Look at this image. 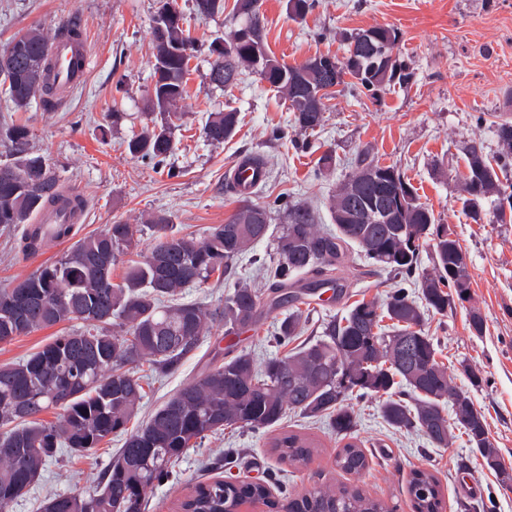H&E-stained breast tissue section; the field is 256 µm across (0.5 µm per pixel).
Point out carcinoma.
Returning <instances> with one entry per match:
<instances>
[{
	"label": "carcinoma",
	"mask_w": 512,
	"mask_h": 512,
	"mask_svg": "<svg viewBox=\"0 0 512 512\" xmlns=\"http://www.w3.org/2000/svg\"><path fill=\"white\" fill-rule=\"evenodd\" d=\"M246 5V0H234L232 16L242 19V25L231 36L236 39L239 30L246 29L250 39L231 53L209 48L210 82L227 89L246 71L261 74L288 100L294 124L304 133L323 125L326 101L335 96L336 87L374 97L412 78L410 67L395 52L400 33L393 27L345 36L346 55L337 63L349 70L351 81H338L315 57L291 66L272 56L263 15L257 7L247 12ZM194 10L212 16L224 11V0H194ZM22 39L24 57L0 54L5 101L24 107L38 99L48 106L49 39L38 28L22 33ZM196 51L182 21L166 24L163 35L153 38L154 68L161 69V75L149 108L161 115V123L127 141L131 156L163 163L172 155L173 107L184 96L185 76ZM238 124L235 110L218 112L206 122L205 137L220 144L234 136ZM495 132L501 147L496 157L489 158L475 145L469 148L462 176L463 210L477 223L482 220V202L493 197L497 222L512 224V215L505 216L501 209V201L512 199V191L500 178L512 164V121L497 123ZM28 137L24 125L7 127L5 138L17 158L0 164V226L22 228L15 250L26 257L41 252L48 241L25 224L61 199L45 158L28 152ZM377 167L379 163L360 158L336 184L328 207L330 227L317 223L308 207L289 206L287 224L277 238L278 263L269 267L259 258L253 262L263 272L273 304L281 306L334 284L336 263L355 246L365 260L400 279L384 302L355 303L341 322H329L318 339L261 365L241 352L205 368L135 431H128L127 425L143 398L139 366L147 364L156 374L166 375L214 327H223L230 336L257 323L261 293L240 278L229 281L230 268L271 234L273 207L244 198L225 223L210 227L200 240L175 232L167 214H153L147 228L155 243L119 283L112 282V266L136 243L130 225L111 224L74 242L55 262L1 288L0 343L75 320L82 330L57 336L28 358L0 366V426L6 428L0 434V512H10L61 449L89 455L120 435L123 447L96 491L55 495L41 504L42 512H146L148 490L167 479L169 465L206 437L228 429H271L292 410L327 419L332 431L345 438L356 427L351 396L381 400L388 425L413 428L438 448L454 438L443 414L449 404L470 447L486 463L498 459L485 416L451 385L448 368L436 359L434 339L423 328L425 312L445 314L462 299L454 275L462 248L448 238L445 225L436 223L404 173L388 165L385 170L397 173V180L375 182L371 172ZM428 241L434 267L420 273L419 254ZM214 275L228 281L224 303L212 308L179 301L183 289L201 286ZM305 322L300 309L288 313L277 328V339L296 336ZM340 375L348 381L341 396L336 392ZM50 408L61 410L57 421L37 419ZM273 447L294 467L307 463L314 452L313 442L288 433L275 438ZM336 465L359 474L367 459L357 443L348 442L336 454ZM410 489L416 512H440L441 493L433 474L414 471ZM244 498L281 512H388L358 490H317L280 503L270 499L263 484L237 486L222 480L196 485L180 507L232 512Z\"/></svg>",
	"instance_id": "obj_1"
}]
</instances>
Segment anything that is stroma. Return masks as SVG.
I'll use <instances>...</instances> for the list:
<instances>
[{
    "label": "stroma",
    "instance_id": "obj_1",
    "mask_svg": "<svg viewBox=\"0 0 512 512\" xmlns=\"http://www.w3.org/2000/svg\"><path fill=\"white\" fill-rule=\"evenodd\" d=\"M176 3L201 50L190 61L178 104L174 153L168 164L157 166L131 157L126 142L150 124L147 104L155 82L151 26L158 0H0V51L31 28L53 35L74 16L90 38L87 77L66 105L34 102L17 108L0 98V131L26 125L30 151L48 159L61 186L85 197L87 210L75 227L76 238L116 222L128 224L135 252L143 256L154 244L145 222L156 212L169 215L181 233L204 237L240 204L225 177L243 156H262L268 165V178L250 199L280 202L272 220L276 230L286 222V206L295 203L311 208L319 223H328L329 198L359 156L397 165L466 256L469 300L456 302L447 314L430 315L425 329L437 340V359L447 366L454 386L484 414L499 460L512 471V224L497 223L490 202L483 223H474L460 203L468 148L475 145L485 155H496L495 125L512 119V0H314L312 10L297 20L289 17L287 0H259L267 48L290 65L316 55L344 57L345 35L359 29L390 26L402 35L399 50L413 71L409 84L387 88L376 100L336 94L327 102L323 127L310 135L295 128L287 101L255 74L244 73L225 91L212 86L207 46L239 22L227 12L198 17L192 0ZM231 108L240 116L235 136L219 145L207 142L203 128L208 117ZM327 152L336 165L321 175L317 162ZM19 234L16 228H0V288L57 260L69 247L63 241L25 258L14 250ZM335 278L342 295L327 292L311 304L303 331L288 342L273 339L288 307L274 309L264 302L256 325L231 336L213 330L177 371L158 376L142 368L144 398L131 427L210 363L241 352L260 362L284 355L320 336L324 325L342 318L356 301H384L391 284L386 271L368 265L354 248L338 264ZM475 310L484 319L479 336L469 328ZM78 327L73 321L0 343V365L25 359ZM353 407L357 427L347 440L333 433L327 421L287 412L282 429L318 444L308 463L297 469L279 461L272 431L209 436L182 456L168 482L152 489L147 512H177L191 487L218 473L228 481H262L278 498L327 485L356 487L390 512H414L408 485L419 469L438 480L443 512H512V484H502L462 439L437 448L420 432L388 426L377 399L357 400ZM349 440L367 454L368 467L358 475L336 465L337 452ZM122 443L113 438L89 457L61 453L11 512H39L49 495L96 489ZM463 471L472 480L466 497L457 491Z\"/></svg>",
    "mask_w": 512,
    "mask_h": 512
}]
</instances>
